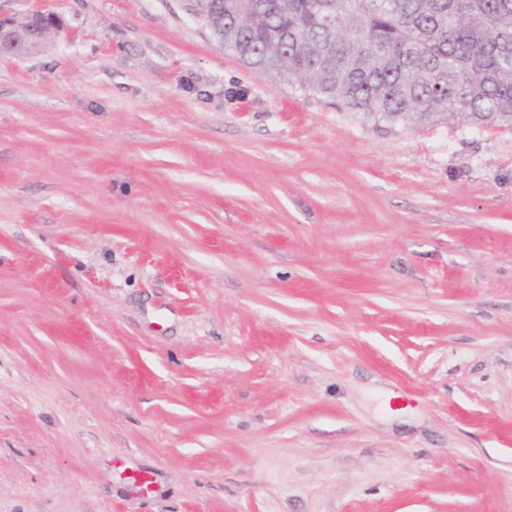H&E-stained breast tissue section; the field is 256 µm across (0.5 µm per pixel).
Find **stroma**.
<instances>
[{
    "mask_svg": "<svg viewBox=\"0 0 512 512\" xmlns=\"http://www.w3.org/2000/svg\"><path fill=\"white\" fill-rule=\"evenodd\" d=\"M189 0L0 56V512H512V127L385 132Z\"/></svg>",
    "mask_w": 512,
    "mask_h": 512,
    "instance_id": "1",
    "label": "stroma"
}]
</instances>
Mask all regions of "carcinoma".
<instances>
[{
	"instance_id": "1",
	"label": "carcinoma",
	"mask_w": 512,
	"mask_h": 512,
	"mask_svg": "<svg viewBox=\"0 0 512 512\" xmlns=\"http://www.w3.org/2000/svg\"><path fill=\"white\" fill-rule=\"evenodd\" d=\"M242 63L392 129L512 125V0H190Z\"/></svg>"
}]
</instances>
